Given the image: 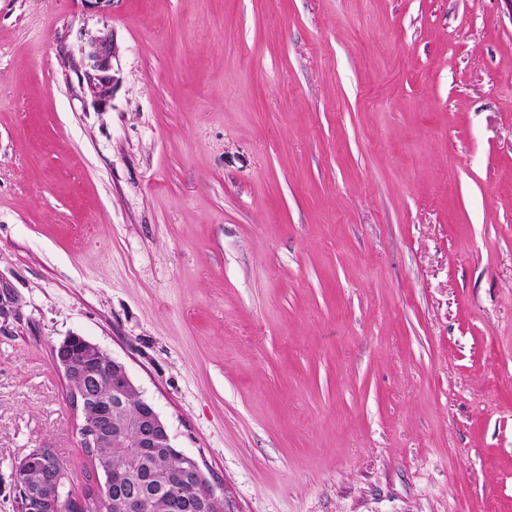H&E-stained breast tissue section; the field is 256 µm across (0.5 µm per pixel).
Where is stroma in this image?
Masks as SVG:
<instances>
[{
  "label": "stroma",
  "instance_id": "stroma-1",
  "mask_svg": "<svg viewBox=\"0 0 512 512\" xmlns=\"http://www.w3.org/2000/svg\"><path fill=\"white\" fill-rule=\"evenodd\" d=\"M0 302V512L75 335L226 512H512V0H0ZM114 58L115 47L108 34L91 38L83 49L79 72L80 90L83 96H88L99 108H106L112 99ZM73 340H81L84 351L87 357L99 359L101 355V348L93 344L81 336H71L67 341L61 342L54 350L55 360L57 365L63 372L64 376L68 378L70 367L72 364L71 357L66 353L67 343Z\"/></svg>",
  "mask_w": 512,
  "mask_h": 512
}]
</instances>
